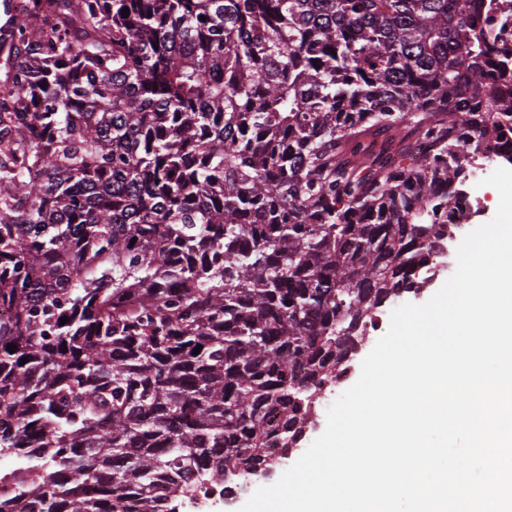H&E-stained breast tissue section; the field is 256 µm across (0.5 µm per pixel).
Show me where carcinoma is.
<instances>
[{
	"label": "carcinoma",
	"instance_id": "carcinoma-1",
	"mask_svg": "<svg viewBox=\"0 0 512 512\" xmlns=\"http://www.w3.org/2000/svg\"><path fill=\"white\" fill-rule=\"evenodd\" d=\"M511 25L512 0H0V512H174L286 457L424 284L461 160L512 164Z\"/></svg>",
	"mask_w": 512,
	"mask_h": 512
}]
</instances>
